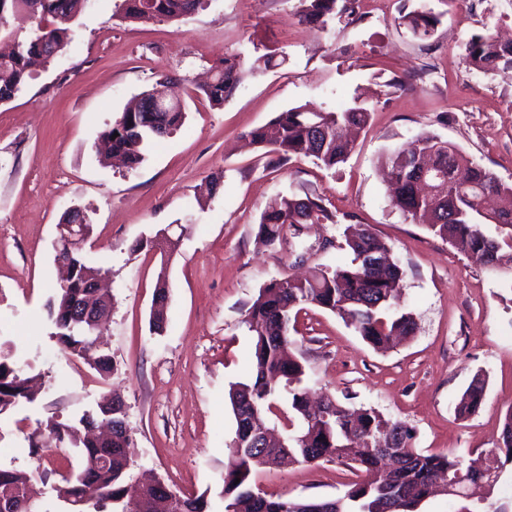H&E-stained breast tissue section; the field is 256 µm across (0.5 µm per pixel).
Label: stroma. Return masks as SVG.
<instances>
[{
	"label": "stroma",
	"mask_w": 512,
	"mask_h": 512,
	"mask_svg": "<svg viewBox=\"0 0 512 512\" xmlns=\"http://www.w3.org/2000/svg\"><path fill=\"white\" fill-rule=\"evenodd\" d=\"M123 0H91L77 38L33 67L21 92L0 105V345L41 374L31 405L0 416V466L45 473L46 512L71 449L33 453L40 421L77 419L120 394L134 441L138 481L152 474L187 495L218 494L236 422L229 386L248 380L251 336L243 322L259 289L284 276L349 263L348 224H367L406 270L402 305L418 324L406 341L374 351L336 315L308 305L295 325L308 384L413 426L423 450L486 456L512 410V278L467 258L390 202L382 167L390 151L426 133L457 146L512 186V71L484 73L465 61L476 34L512 35V0H361L357 15L323 33L300 22L298 0H207L177 20L125 19ZM424 8L439 18L416 40L401 17ZM274 52L285 63L246 77L223 107L189 99L224 58ZM175 77L185 120L149 142L129 169L104 164L95 143L124 108L161 77ZM362 98L371 112L344 163L280 160L245 135L279 112L307 105L340 111ZM224 187L208 196L210 175ZM311 193L336 214L274 247L255 242L261 213L284 195ZM80 207L92 231L83 251L109 269L112 313L104 331L114 363L101 378L52 339L47 303L60 271L53 244L65 212ZM167 231L168 254L139 248ZM169 303L162 333L150 329L160 269ZM479 410L455 407L475 378ZM353 478L340 464L263 468L273 496L333 498ZM512 503V469L485 502L425 500L420 512H489Z\"/></svg>",
	"instance_id": "stroma-1"
}]
</instances>
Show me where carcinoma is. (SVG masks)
I'll use <instances>...</instances> for the list:
<instances>
[{"mask_svg":"<svg viewBox=\"0 0 512 512\" xmlns=\"http://www.w3.org/2000/svg\"><path fill=\"white\" fill-rule=\"evenodd\" d=\"M90 0H0V37L19 44V51L0 58V101H10L25 86L31 61L51 62L75 37L74 24ZM205 0H124L125 17L132 21L175 20L202 7ZM355 12L354 0H299L302 21L324 31L337 17ZM27 20L31 34L10 25L9 18ZM412 35L426 40L434 34L438 19L430 11L413 10L402 16ZM467 63L477 70H512V41L501 42L491 36H474L465 45ZM285 59L274 52L253 58L244 67L238 57L226 58L214 68L212 81L200 89L213 107H221L247 74L263 73L282 66ZM157 80L148 97L126 109L102 133L111 141L110 155L119 156L130 167L144 160L143 149L152 139L179 129L184 109L154 100L162 86ZM370 111L356 103L342 112L310 110L305 106L278 113L267 124L248 132L251 142L279 155L311 158L333 168L348 158L355 140L345 131L366 129ZM389 168L391 203L414 221L426 224L441 239L464 254L512 271V186H506L489 169L476 164L452 143L422 134L407 147L385 156ZM438 174L432 190L419 195L416 183L422 166ZM494 196L502 205L493 215L482 211L484 197ZM491 217L505 233L487 235L478 222ZM336 215L319 197L296 194L280 198L265 210L258 223L257 240L273 246L286 234H301L303 224H334ZM352 254L349 264L334 270L318 269L310 277L275 279L259 290L245 313L253 344V375L229 389V400L236 421L232 447L234 456L224 464L220 512H419L430 496L448 494L438 481L466 484L484 483L494 487L503 468L512 463V410L506 414L501 441L489 450L490 465L483 472L464 465L461 457L448 453H424L416 448L414 429L393 421L373 408L342 405L326 394L318 406L311 405L303 387L306 365L294 354L296 340L290 336L291 313L304 305L327 310L351 327L369 346L386 348L396 337L409 336L417 328L410 313L394 307L399 298L406 270L390 255L389 247L365 224H350L343 232ZM77 277L87 280L109 272L102 263L81 252L73 257ZM71 289L58 288L47 305L54 336L69 355L83 360L105 377L111 373L112 358L91 348V341L66 316ZM288 386L290 423H298L282 441L267 444L268 417L275 406L276 385ZM38 377L24 373L20 359L11 351L0 352V415L34 401L32 389ZM485 395V381L475 379L462 394L457 412L472 415ZM97 414H82L78 424L61 422L51 416L41 423V431L58 443L70 442L78 449L82 475L58 492L70 512H86L89 507H112V512H154L159 485L143 491L138 499H126L127 480L134 461L128 452L132 435L125 421L122 404H112L114 432L112 456L99 463L95 440L78 433ZM338 461L365 477L347 485L334 499L268 498L255 491L252 476L261 468L282 465H315ZM39 472L0 467V499H10L35 480ZM173 512H214L207 493L187 496L175 493Z\"/></svg>","mask_w":512,"mask_h":512,"instance_id":"1","label":"carcinoma"}]
</instances>
